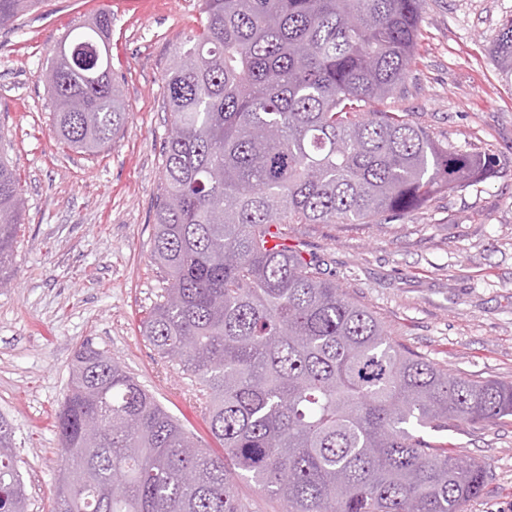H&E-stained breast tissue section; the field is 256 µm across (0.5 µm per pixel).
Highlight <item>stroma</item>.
Segmentation results:
<instances>
[{"instance_id": "1", "label": "stroma", "mask_w": 512, "mask_h": 512, "mask_svg": "<svg viewBox=\"0 0 512 512\" xmlns=\"http://www.w3.org/2000/svg\"><path fill=\"white\" fill-rule=\"evenodd\" d=\"M201 0H43L0 29V153L25 208L15 277L0 288V415L10 421L29 512H51L62 467L54 413L84 343L107 352L202 444L199 388L160 357L140 324L166 282L150 259L168 138L163 76L197 26ZM112 13V75L129 111L106 149L61 144L40 74L83 16ZM512 0H424L403 93L408 113L442 146L494 157L493 177L438 189L378 224H289L288 243L368 307L392 339L452 375L512 382V77L491 54ZM490 479L465 512H512V424L440 433Z\"/></svg>"}]
</instances>
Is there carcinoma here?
I'll list each match as a JSON object with an SVG mask.
<instances>
[{
    "label": "carcinoma",
    "mask_w": 512,
    "mask_h": 512,
    "mask_svg": "<svg viewBox=\"0 0 512 512\" xmlns=\"http://www.w3.org/2000/svg\"><path fill=\"white\" fill-rule=\"evenodd\" d=\"M38 0H0V29ZM420 0H202L164 74L165 142L151 259L166 288L142 335L200 385L212 438L195 444L106 352L76 353L55 424L52 512H248V479L282 512H464L487 479L427 439L506 423L512 383L454 376L394 343L384 323L286 244V224H373L437 188L494 172L436 143L401 90ZM112 13L60 39L48 69L53 127L96 153L128 119L112 77ZM512 76V19L492 48ZM22 185L0 156V287ZM0 512H28L0 416Z\"/></svg>",
    "instance_id": "1"
}]
</instances>
